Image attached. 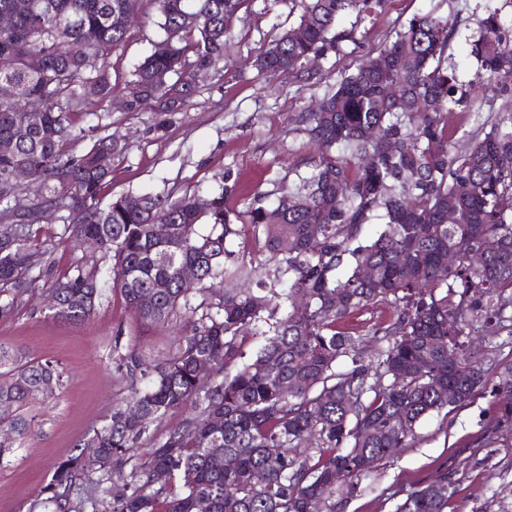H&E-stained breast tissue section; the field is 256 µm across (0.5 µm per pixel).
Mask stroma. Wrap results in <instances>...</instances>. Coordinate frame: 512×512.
<instances>
[{
    "label": "stroma",
    "instance_id": "obj_1",
    "mask_svg": "<svg viewBox=\"0 0 512 512\" xmlns=\"http://www.w3.org/2000/svg\"><path fill=\"white\" fill-rule=\"evenodd\" d=\"M476 3L386 0L361 24L343 19V26H355V39L319 69L268 83L258 79L250 61L295 22L297 13L290 0H251L234 24L223 67L195 78V93L182 111L149 106L127 112L116 105L103 113L101 132L111 136L116 153L102 200L127 192L206 199L228 176L238 179L247 194L272 190L283 177L310 167L314 151L307 144L303 114L328 85L376 55L413 15L433 10L459 18L452 43L457 74L460 81L473 80L477 65L469 42L478 31ZM157 21L147 2L128 40L110 59L113 72L128 76L149 54L161 36ZM490 113H512V88L491 85L482 111L451 112L448 125L470 134ZM61 225L56 214L41 221L39 241L46 256L40 288L12 315L0 318V345L57 361L69 376L59 398L34 403V437L10 465L0 468V512H28L57 463L72 455L78 441L126 397L114 346L134 347L160 360L174 350L178 337V325H145L120 294L109 291L83 322L53 318L43 303L45 287L73 266L96 259L94 253L58 244ZM478 355L489 388L464 405L422 419L409 445L377 463L352 493L337 494L339 512H396L408 492L442 475L455 486L447 512H512V425H497L498 403L490 391L500 380L495 365L512 360V335L501 333Z\"/></svg>",
    "mask_w": 512,
    "mask_h": 512
}]
</instances>
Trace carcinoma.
<instances>
[{
    "label": "carcinoma",
    "instance_id": "1",
    "mask_svg": "<svg viewBox=\"0 0 512 512\" xmlns=\"http://www.w3.org/2000/svg\"><path fill=\"white\" fill-rule=\"evenodd\" d=\"M127 0H0L16 15L0 32V83L15 96L0 101V316L11 315L35 290L41 265L34 226L46 211H63L59 243L93 238L111 264L112 290L144 324L191 315L175 351L152 364L136 349L115 346L117 370L130 386L126 405L82 437L78 453L60 462L29 512H84L80 485L99 474L95 512H336L344 484L372 471L391 449L409 444L417 424L457 407L486 387L469 337L493 341L509 320L512 335V113L488 116L458 138L448 112L470 109L475 86L448 63L457 23L434 11L416 14L395 38L342 77L306 114L318 146L311 168L255 191L231 209L239 191L226 175L197 209V198L121 194L102 207L112 180L97 155L112 136L85 137L77 120L98 116L112 101L108 58L130 26ZM249 0H152L165 49L154 48L124 81L126 111L147 100L161 112L181 110L193 94L188 68L224 61L228 37ZM384 0H291L297 23L253 61L266 80L319 66L354 40L340 16L356 17ZM470 55L480 80L512 81V19L486 7ZM96 92L85 96L83 84ZM24 167L34 200L12 172ZM457 207L448 223V200ZM379 220L381 231L364 236ZM160 224V231L151 230ZM243 238L241 253L229 244ZM497 243L478 263L470 254ZM461 253L442 263L448 246ZM187 265L196 282L181 279ZM370 267L374 276L361 277ZM255 287L231 292L224 281ZM106 282L97 265H78L56 279L53 317L86 320ZM386 304L396 318L373 331L374 366L365 365L361 336L350 319ZM259 346L249 353L246 341ZM218 359L201 377L198 363ZM346 370L337 369L341 360ZM63 370L0 345V466L30 436L28 411L42 385L60 389ZM454 384L459 398L442 390ZM500 420L512 422V363L493 387ZM183 418L160 441L150 425L170 412ZM146 460L125 471L142 443ZM304 446L305 454L294 449ZM233 466L217 468L213 458ZM167 483L157 484V472ZM263 480L257 481V475ZM455 489L448 477L407 494L396 512H446Z\"/></svg>",
    "mask_w": 512,
    "mask_h": 512
}]
</instances>
